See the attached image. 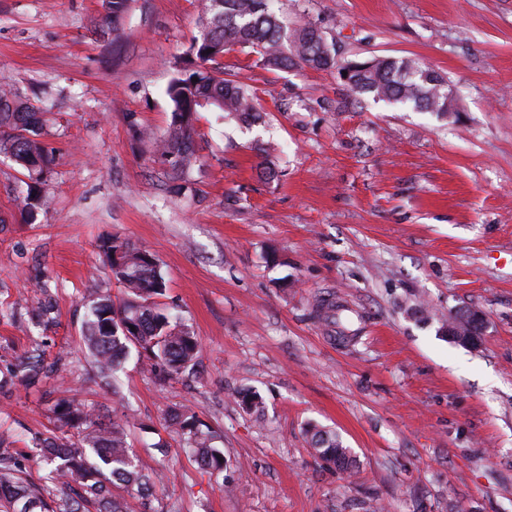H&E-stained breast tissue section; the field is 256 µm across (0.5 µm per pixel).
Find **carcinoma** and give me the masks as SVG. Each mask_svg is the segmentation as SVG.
<instances>
[{"mask_svg":"<svg viewBox=\"0 0 512 512\" xmlns=\"http://www.w3.org/2000/svg\"><path fill=\"white\" fill-rule=\"evenodd\" d=\"M130 0H102L104 15L98 24L103 33H117ZM200 30L192 39L168 82L165 94L172 104V120L155 140L157 150L169 158L168 178L181 189L191 185L197 163L195 121L198 112L224 113L229 121L262 119L251 90L224 77L219 59L235 46L248 47L256 63L269 69L305 65L316 70L347 73L345 85L357 96H370L420 112L448 117L452 101L447 80L431 67L409 58L374 57L364 61H339L317 23L274 7V0H201ZM40 108L10 83L0 84V155L21 169L17 199L28 223L36 221L43 201L51 158L41 141ZM112 277L124 290L115 302L108 294L88 296V317L82 343L105 385L131 354L146 362L147 371L160 382L199 365V344L191 328L178 320L159 299L167 281L159 261L143 250L114 239L101 245ZM460 311L447 331L479 336L481 327L461 321ZM63 371L59 361H48L46 350L27 351L0 379V390L14 382L30 387ZM53 429L27 448L0 440V512H124L115 485L143 498L157 495L158 473L147 471L133 455L123 416H97L78 400L64 399L53 408ZM203 423L188 404L169 412L166 429L179 436L194 454L199 469L210 475L224 470V451L213 445ZM315 455L342 471L352 459L340 438L310 424L306 429ZM42 470L38 479L25 462Z\"/></svg>","mask_w":512,"mask_h":512,"instance_id":"cac0c4a2","label":"carcinoma"}]
</instances>
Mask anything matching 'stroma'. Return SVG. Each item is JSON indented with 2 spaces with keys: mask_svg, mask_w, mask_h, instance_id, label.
<instances>
[{
  "mask_svg": "<svg viewBox=\"0 0 512 512\" xmlns=\"http://www.w3.org/2000/svg\"><path fill=\"white\" fill-rule=\"evenodd\" d=\"M298 5L346 58L437 70L456 116L358 100L336 72L266 69L237 47L224 70L265 118L200 113L202 162L179 195L150 138L171 120L198 0H131L105 38L101 0H0V75L47 111L54 159L28 224L0 155V371L37 342L69 369L0 392V437L30 444L64 397L123 413L162 479L155 512H512V0ZM112 238L160 260L197 374L161 386L131 359L118 391L94 382L80 336L89 289L122 294L99 252ZM323 298L348 307L350 341L314 314ZM466 309L485 320L476 349L441 330ZM183 403L223 474L164 431ZM311 423L339 435L353 472L315 456Z\"/></svg>",
  "mask_w": 512,
  "mask_h": 512,
  "instance_id": "1",
  "label": "stroma"
}]
</instances>
